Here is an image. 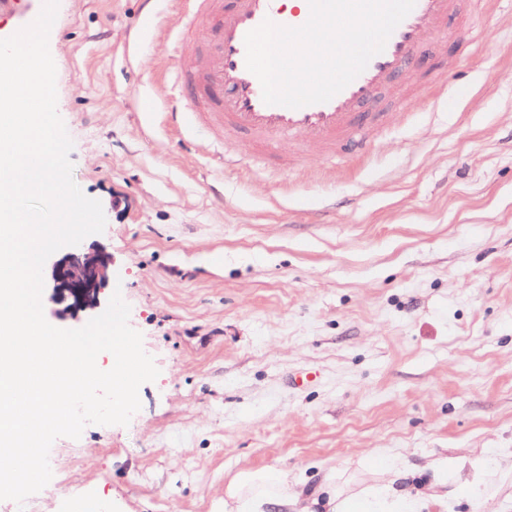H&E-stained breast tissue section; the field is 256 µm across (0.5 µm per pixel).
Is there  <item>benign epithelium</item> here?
Instances as JSON below:
<instances>
[{
  "label": "benign epithelium",
  "mask_w": 512,
  "mask_h": 512,
  "mask_svg": "<svg viewBox=\"0 0 512 512\" xmlns=\"http://www.w3.org/2000/svg\"><path fill=\"white\" fill-rule=\"evenodd\" d=\"M110 258L104 253L93 256L69 253L55 263L50 299L73 309L92 307L107 282Z\"/></svg>",
  "instance_id": "obj_1"
}]
</instances>
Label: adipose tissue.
<instances>
[{
	"instance_id": "ef3b65f1",
	"label": "adipose tissue",
	"mask_w": 512,
	"mask_h": 512,
	"mask_svg": "<svg viewBox=\"0 0 512 512\" xmlns=\"http://www.w3.org/2000/svg\"><path fill=\"white\" fill-rule=\"evenodd\" d=\"M311 501L324 512H424L426 507L422 499L391 486L353 490L337 482ZM298 502L287 472L279 469L239 473L224 489V512H297Z\"/></svg>"
}]
</instances>
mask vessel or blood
I'll return each instance as SVG.
<instances>
[{
  "mask_svg": "<svg viewBox=\"0 0 512 512\" xmlns=\"http://www.w3.org/2000/svg\"><path fill=\"white\" fill-rule=\"evenodd\" d=\"M188 2L184 39H191L200 27L208 38L180 61L170 102L188 108L195 130L246 135L257 145L256 157L261 160L283 143L293 148L316 144L330 158L366 146L376 126L405 101L404 95H391L394 81L422 66L424 49L461 20L473 0H416L384 50L349 85L327 102L298 109L264 103L260 82L245 65V36L267 19L301 26L309 9L286 15L278 0Z\"/></svg>",
  "mask_w": 512,
  "mask_h": 512,
  "instance_id": "1",
  "label": "vessel or blood"
}]
</instances>
